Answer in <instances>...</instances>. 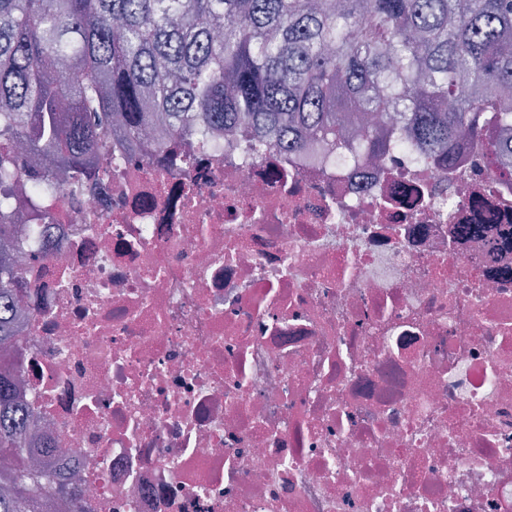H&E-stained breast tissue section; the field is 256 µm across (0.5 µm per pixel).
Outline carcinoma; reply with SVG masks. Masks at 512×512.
I'll return each mask as SVG.
<instances>
[{"instance_id":"cac0c4a2","label":"carcinoma","mask_w":512,"mask_h":512,"mask_svg":"<svg viewBox=\"0 0 512 512\" xmlns=\"http://www.w3.org/2000/svg\"><path fill=\"white\" fill-rule=\"evenodd\" d=\"M511 90L512 0H0V186L28 152L61 166L44 195L75 185L113 115L127 139L146 133L147 95L176 129L250 125L288 149L341 139L359 112L373 149L399 112L429 151L468 141L496 161L512 143L483 125L512 127ZM13 282L0 257V343ZM14 391L0 371V512H44L61 486L26 458Z\"/></svg>"}]
</instances>
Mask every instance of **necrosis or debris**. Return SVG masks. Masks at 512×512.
Returning a JSON list of instances; mask_svg holds the SVG:
<instances>
[{
  "mask_svg": "<svg viewBox=\"0 0 512 512\" xmlns=\"http://www.w3.org/2000/svg\"><path fill=\"white\" fill-rule=\"evenodd\" d=\"M112 131L11 225L25 446L51 512H512V155Z\"/></svg>",
  "mask_w": 512,
  "mask_h": 512,
  "instance_id": "necrosis-or-debris-1",
  "label": "necrosis or debris"
}]
</instances>
